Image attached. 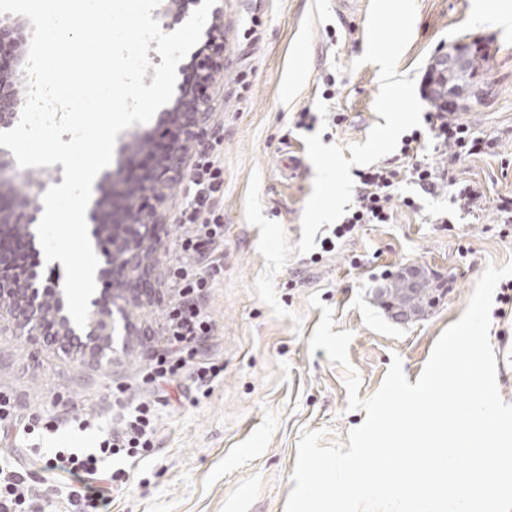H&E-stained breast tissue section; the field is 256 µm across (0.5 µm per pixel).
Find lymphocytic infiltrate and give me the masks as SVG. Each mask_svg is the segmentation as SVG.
<instances>
[{
  "mask_svg": "<svg viewBox=\"0 0 512 512\" xmlns=\"http://www.w3.org/2000/svg\"><path fill=\"white\" fill-rule=\"evenodd\" d=\"M424 120L438 152L448 151L457 158L464 153L485 154L495 146L493 139L473 135L470 127L451 112L429 111ZM421 137V132L416 130L402 137L399 162L357 171L360 188L354 203L334 228L332 237L323 240V248H331L334 239L346 237L356 226L390 223L394 193L403 181H410L428 193L448 182L447 168H437L419 159ZM223 197L224 165L220 161V149L215 146L199 155L188 179L181 221L192 225L193 230L181 243L185 261L172 270L170 277L177 290V299L167 320L170 348L151 365L146 373L147 381L160 385L173 381L185 366L184 350L202 345L214 332L213 323L202 307L212 282L199 272L196 257L206 249L216 255L224 248V215L219 207ZM150 412L144 402L131 407L123 430L105 434L97 451L78 454L57 450L48 459L50 468L56 470L67 485L78 486L92 507L107 505L108 500L99 485L100 470L108 458L119 454L133 457L139 450L152 447Z\"/></svg>",
  "mask_w": 512,
  "mask_h": 512,
  "instance_id": "f902f5d3",
  "label": "lymphocytic infiltrate"
}]
</instances>
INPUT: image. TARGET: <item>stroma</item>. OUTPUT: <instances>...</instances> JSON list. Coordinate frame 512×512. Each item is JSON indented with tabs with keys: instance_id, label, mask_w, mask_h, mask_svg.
<instances>
[{
	"instance_id": "35a3bbf8",
	"label": "stroma",
	"mask_w": 512,
	"mask_h": 512,
	"mask_svg": "<svg viewBox=\"0 0 512 512\" xmlns=\"http://www.w3.org/2000/svg\"><path fill=\"white\" fill-rule=\"evenodd\" d=\"M370 0H215L224 14V59L207 88L212 116L200 151L223 144L224 250L206 272L213 286L204 306L214 334L201 349L221 369L211 388L193 383L196 357L178 379L157 387L143 376L167 348L166 313L175 301L169 274L183 261L180 241L191 231L180 223L184 179L175 180L162 207L165 222L150 262L157 274L151 300L135 309V333L111 365L67 356L51 343L0 335V456L15 459L30 501L25 512H84L44 463L42 448H94L102 432L117 430L114 404L146 400L154 406L152 448L115 460L126 476L114 483L109 512H284L302 430L324 431L325 442L347 443L366 418L347 406L344 372L324 349L308 342L333 311L334 332L351 331L349 361L360 399L381 385L393 358L416 383L440 334L462 316L488 265L512 262V236L498 232L497 201L512 196V0H416L411 40L398 74L415 81L424 97L434 54L460 40L489 48L478 76L489 94L458 110L460 121L494 138L493 152L461 156L458 183L479 187V209L466 213L453 188L429 194L405 182L393 202L390 224H363L291 260L276 277L280 304L299 321L272 315L253 288L265 268L259 227L245 218L251 171L260 173L263 214L279 222L290 244L302 238L301 217L312 192L314 168L305 158V129L298 115L311 110L324 123L323 144L362 143L383 118L374 111L377 65L361 63ZM332 98H325V91ZM344 114L334 124L336 114ZM161 144L160 116L119 133L113 166L136 173L144 155L126 150L135 136ZM416 201L403 206L402 197ZM409 266L422 267L435 304L406 324L393 322L376 298L378 288ZM318 294L321 307L307 303ZM497 386L512 403V316L492 318Z\"/></svg>"
}]
</instances>
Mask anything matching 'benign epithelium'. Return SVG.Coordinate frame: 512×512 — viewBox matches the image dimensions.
<instances>
[{
	"label": "benign epithelium",
	"mask_w": 512,
	"mask_h": 512,
	"mask_svg": "<svg viewBox=\"0 0 512 512\" xmlns=\"http://www.w3.org/2000/svg\"><path fill=\"white\" fill-rule=\"evenodd\" d=\"M224 22L220 9L212 11V20L205 32L203 44L196 50L198 84L206 86L213 73L221 66ZM23 26L16 23L0 25V129H8L20 118L23 103L16 90L23 64ZM479 45L470 42L454 44L452 51H440L434 57L439 72L462 70L472 50ZM161 116L167 124L172 146L163 152L154 167L144 176L143 192L157 203L164 202L169 184L181 174L185 154L207 132L211 112L207 99L185 87L179 88L174 104ZM42 184L31 182L26 189H10L15 204L4 206L0 194V224L10 228L21 227L28 242L34 241L29 231L33 216L26 210L35 200ZM114 231L110 244L103 253V274H110L132 300L142 302L152 294L151 274L147 260L148 249L158 240L161 213L142 205L128 203L121 220L112 221ZM13 263V254L0 245V321L7 318L10 326L0 324L1 336H24L31 341L58 340L64 349L79 351L99 364L109 362L117 348L113 335L116 331L114 300L101 295L92 301L93 310L85 327L73 326L57 283L37 285L33 273L24 277L6 274Z\"/></svg>",
	"instance_id": "obj_1"
}]
</instances>
